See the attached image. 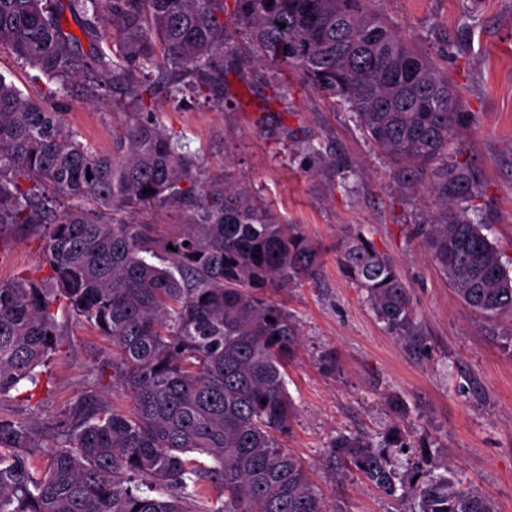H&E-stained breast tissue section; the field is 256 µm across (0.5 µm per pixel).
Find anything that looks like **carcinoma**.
Listing matches in <instances>:
<instances>
[{"label":"carcinoma","mask_w":512,"mask_h":512,"mask_svg":"<svg viewBox=\"0 0 512 512\" xmlns=\"http://www.w3.org/2000/svg\"><path fill=\"white\" fill-rule=\"evenodd\" d=\"M3 47L59 93L79 79L96 103L119 91L132 119L101 153L0 74V233L31 228L49 268L40 282H0V398L27 382L33 402L60 318L108 338L115 388L110 404L75 401L56 446L30 421L0 418V512H332L281 443L300 332L272 297L313 279L318 254L244 189L201 172L186 132L156 108L161 93L174 106L189 95L227 103L231 65L291 70L350 113L432 199L413 236L449 286L471 312L512 321V274L469 215L480 181L460 159L469 113L444 50L418 46L371 0H0ZM140 208L178 213L182 230L160 239L123 219ZM336 251L382 329L426 360L390 258L361 233ZM411 438L398 425L340 435L328 456L389 496L411 489L413 512H497L488 494L444 475L396 471L390 449Z\"/></svg>","instance_id":"carcinoma-1"}]
</instances>
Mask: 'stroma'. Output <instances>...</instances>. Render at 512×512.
<instances>
[{
  "label": "stroma",
  "instance_id": "stroma-1",
  "mask_svg": "<svg viewBox=\"0 0 512 512\" xmlns=\"http://www.w3.org/2000/svg\"><path fill=\"white\" fill-rule=\"evenodd\" d=\"M376 9L417 45L449 43L448 76L458 88L469 125L459 143L476 170L481 192L471 207L488 236L512 258V0H376ZM270 72L253 66L228 76L233 104L196 99L176 109L161 101L167 127L186 129L201 169L218 172L296 227L322 255L314 280L277 291L299 322L301 344L287 368L296 416L284 440L307 465L335 512H411L412 493L388 496L343 461L327 458L341 434H378L395 417L387 397L398 394L415 436L435 448L392 450L399 470L425 463L437 474L482 490L499 512H512V324L497 327L470 313L412 236L432 210L416 188L399 185L350 113L332 109L290 72L287 105L272 101ZM52 99L69 128L108 151L130 115L112 102L92 103L82 84ZM263 126H256V118ZM316 151H303L304 141ZM362 230L399 268L432 352L412 358L377 323L358 289L336 264V244ZM39 238L25 228L0 239V281L39 279ZM62 347L43 366L38 409L18 392L0 399V416L44 424L62 418L84 394L112 398L105 336L71 319L61 324ZM326 352L336 372L318 365Z\"/></svg>",
  "mask_w": 512,
  "mask_h": 512
}]
</instances>
